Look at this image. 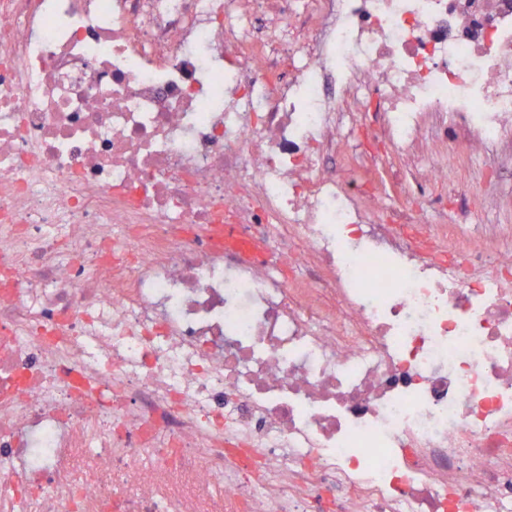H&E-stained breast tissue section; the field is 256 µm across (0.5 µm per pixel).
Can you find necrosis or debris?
I'll return each instance as SVG.
<instances>
[{
	"mask_svg": "<svg viewBox=\"0 0 512 512\" xmlns=\"http://www.w3.org/2000/svg\"><path fill=\"white\" fill-rule=\"evenodd\" d=\"M461 147L512 157V0H0V512H512Z\"/></svg>",
	"mask_w": 512,
	"mask_h": 512,
	"instance_id": "necrosis-or-debris-1",
	"label": "necrosis or debris"
}]
</instances>
